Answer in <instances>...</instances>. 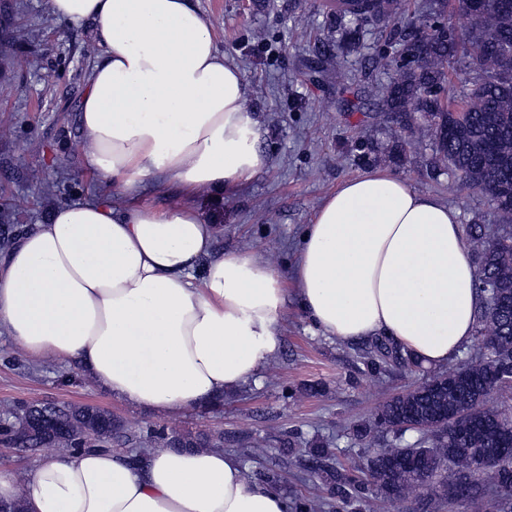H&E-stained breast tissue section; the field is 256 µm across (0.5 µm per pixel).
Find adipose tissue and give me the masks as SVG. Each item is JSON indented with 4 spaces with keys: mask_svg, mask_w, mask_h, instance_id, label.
Returning a JSON list of instances; mask_svg holds the SVG:
<instances>
[{
    "mask_svg": "<svg viewBox=\"0 0 512 512\" xmlns=\"http://www.w3.org/2000/svg\"><path fill=\"white\" fill-rule=\"evenodd\" d=\"M93 23L102 49L79 106L98 201H69L0 252V335L35 362L77 365L112 397L164 414L254 379L296 303L325 336L393 339L426 366L468 344L480 305L455 210L377 168L341 183L306 225L290 273L216 251L193 202L264 166L240 68L194 0H46ZM177 196L145 203L142 193ZM24 512H291L220 449L42 453L0 468Z\"/></svg>",
    "mask_w": 512,
    "mask_h": 512,
    "instance_id": "ef3b65f1",
    "label": "adipose tissue"
}]
</instances>
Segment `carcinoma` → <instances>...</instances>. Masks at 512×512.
I'll return each instance as SVG.
<instances>
[{"instance_id":"cac0c4a2","label":"carcinoma","mask_w":512,"mask_h":512,"mask_svg":"<svg viewBox=\"0 0 512 512\" xmlns=\"http://www.w3.org/2000/svg\"><path fill=\"white\" fill-rule=\"evenodd\" d=\"M393 2L336 0L333 14L343 25L346 44L356 47L359 23L386 19ZM456 2L468 19L462 38L438 21L411 31L391 29L401 65L387 92L385 111L401 126L419 117L448 176L463 188L496 194L503 232L492 237L482 224L464 229L477 263L481 305L475 336L480 352L433 376L427 388L386 400L371 423L355 430L362 442L378 429L390 435L366 463L379 492L373 512H385L384 505L423 490L445 467L458 476L462 490L472 478L490 473L494 487L512 496V409L496 404L512 390V0ZM460 53L468 56L481 78L456 101L447 95V64ZM485 283L495 287L485 288ZM366 359L375 371L390 364L421 365L387 339L373 341ZM38 412L34 403L17 405L0 418V433L13 437L23 450L40 445L82 450L89 439L100 449L137 440L154 448L224 444L222 433H178L160 426L136 438L111 414L70 404L48 410L53 427L42 434L33 428ZM407 422L421 426L412 443L405 442ZM334 460L335 449L314 442L305 455L290 461L301 471L314 463V473L327 489L318 500L293 495L291 512H336L338 498L350 512H363L367 504L358 495V480L337 470Z\"/></svg>"}]
</instances>
